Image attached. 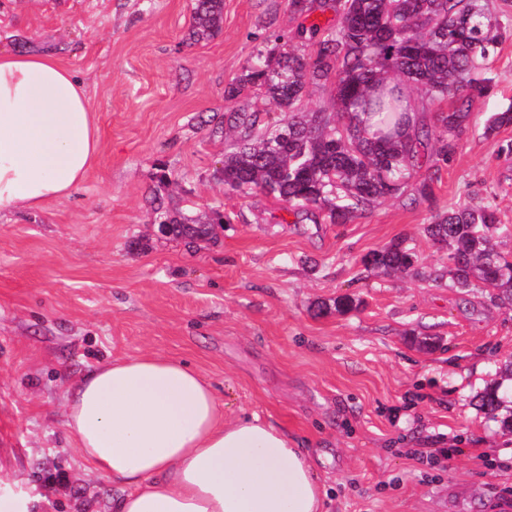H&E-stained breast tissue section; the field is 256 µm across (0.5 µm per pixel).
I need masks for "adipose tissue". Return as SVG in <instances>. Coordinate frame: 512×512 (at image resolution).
Wrapping results in <instances>:
<instances>
[{
    "label": "adipose tissue",
    "mask_w": 512,
    "mask_h": 512,
    "mask_svg": "<svg viewBox=\"0 0 512 512\" xmlns=\"http://www.w3.org/2000/svg\"><path fill=\"white\" fill-rule=\"evenodd\" d=\"M102 141L86 88L48 54L0 51V213L42 210L85 180ZM65 424L112 512H321L323 487L287 432L228 418L189 362L156 353L83 376Z\"/></svg>",
    "instance_id": "obj_1"
}]
</instances>
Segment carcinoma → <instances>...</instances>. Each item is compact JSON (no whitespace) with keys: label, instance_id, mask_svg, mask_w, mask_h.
Segmentation results:
<instances>
[{"label":"carcinoma","instance_id":"cac0c4a2","mask_svg":"<svg viewBox=\"0 0 512 512\" xmlns=\"http://www.w3.org/2000/svg\"><path fill=\"white\" fill-rule=\"evenodd\" d=\"M335 25L313 23L297 35L314 41L307 58L294 50L266 44L240 78L224 88V100L236 103L224 113L225 131L234 141L224 154L217 179L240 195L263 192L288 203L296 216L314 224H349L375 203L410 187L426 161L434 171L456 152L469 125L468 99L491 91L488 60L500 40L512 35V23L491 9L488 0H334ZM224 0H197L189 40H207L220 29ZM331 83L328 105L304 106L309 88ZM263 92L276 107L262 113L238 103L247 87ZM433 126L410 122L435 104ZM512 125V106L492 113L485 134ZM174 237L211 240L213 228L199 220L170 215ZM426 236L446 248L447 265L426 270L404 238L362 258L366 270L448 277L456 288L473 282L496 291L512 305V258L498 252L494 235L512 236L488 205L435 213ZM479 407L512 433V399L491 384L478 394Z\"/></svg>","mask_w":512,"mask_h":512}]
</instances>
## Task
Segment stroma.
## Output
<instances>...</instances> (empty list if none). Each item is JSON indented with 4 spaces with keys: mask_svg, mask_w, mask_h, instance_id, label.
<instances>
[{
    "mask_svg": "<svg viewBox=\"0 0 512 512\" xmlns=\"http://www.w3.org/2000/svg\"><path fill=\"white\" fill-rule=\"evenodd\" d=\"M194 0H0V49L55 54L85 84L102 148L70 199L0 215V493L28 512H112L65 426L67 390L119 357L189 361L226 416L258 414L306 449L325 512H512V433L476 396L512 358V309L479 286L365 271L407 239L427 268L446 254L423 227L448 206L491 205L512 224V38L492 90L426 199L415 189L348 224L298 221L215 176L225 86L255 48L310 17L289 0H224L220 31L192 44ZM230 224L194 248L158 232L154 199ZM358 308L330 311L340 295ZM500 380V379H499ZM65 473L68 485L48 476Z\"/></svg>",
    "mask_w": 512,
    "mask_h": 512,
    "instance_id": "35a3bbf8",
    "label": "stroma"
}]
</instances>
